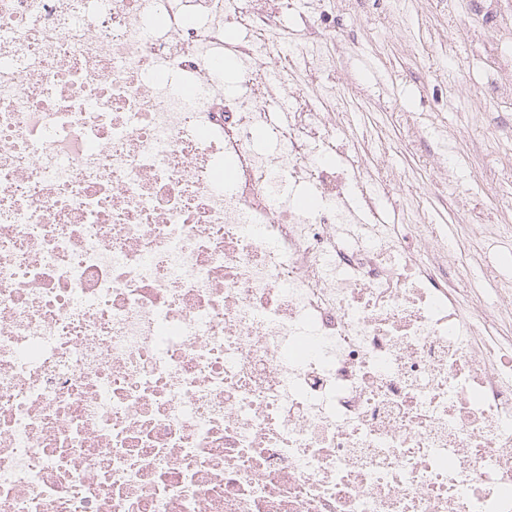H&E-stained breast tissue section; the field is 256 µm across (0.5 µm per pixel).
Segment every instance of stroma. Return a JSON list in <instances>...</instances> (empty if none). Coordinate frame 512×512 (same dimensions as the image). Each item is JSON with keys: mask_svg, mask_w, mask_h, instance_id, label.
<instances>
[{"mask_svg": "<svg viewBox=\"0 0 512 512\" xmlns=\"http://www.w3.org/2000/svg\"><path fill=\"white\" fill-rule=\"evenodd\" d=\"M342 35L336 82L347 90L336 136L390 183L387 223L439 225L470 266L482 243L466 224L512 225V103L482 105L512 64V39L481 28L470 0H322Z\"/></svg>", "mask_w": 512, "mask_h": 512, "instance_id": "1", "label": "stroma"}]
</instances>
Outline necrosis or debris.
<instances>
[{
    "label": "necrosis or debris",
    "instance_id": "obj_1",
    "mask_svg": "<svg viewBox=\"0 0 512 512\" xmlns=\"http://www.w3.org/2000/svg\"><path fill=\"white\" fill-rule=\"evenodd\" d=\"M287 16L0 0V512H512V336L384 223Z\"/></svg>",
    "mask_w": 512,
    "mask_h": 512
}]
</instances>
